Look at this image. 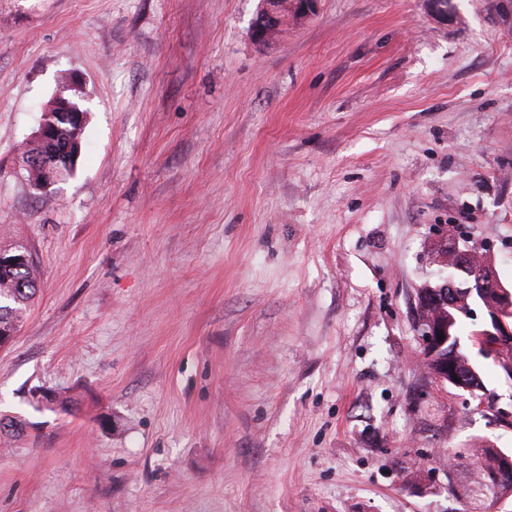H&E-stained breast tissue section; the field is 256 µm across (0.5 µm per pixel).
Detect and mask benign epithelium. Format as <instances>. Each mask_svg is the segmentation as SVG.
<instances>
[{
	"label": "benign epithelium",
	"mask_w": 512,
	"mask_h": 512,
	"mask_svg": "<svg viewBox=\"0 0 512 512\" xmlns=\"http://www.w3.org/2000/svg\"><path fill=\"white\" fill-rule=\"evenodd\" d=\"M319 7V0H260L252 20L253 39L268 45L288 32L290 27L306 23ZM87 118L86 110L73 98L57 95L44 109L41 121L31 141L20 146L25 153L30 142H50L57 139L62 127L69 129V136L60 149L50 155L36 156L23 162L27 183L41 193L51 191L57 184L73 175L81 154V134ZM34 258L30 249L18 252L0 250V268L18 264L30 265ZM437 264L441 267L434 283L423 289L417 310V332L424 356L434 364L432 376L441 383L476 397L459 371L456 363L448 358L444 347L448 344L451 320L438 315L465 308L468 315L477 318L481 309L482 320L478 323L481 344L495 350L498 357L512 351V291L500 281L486 255L460 243V239L443 231L439 238ZM444 335L438 339V335Z\"/></svg>",
	"instance_id": "obj_1"
}]
</instances>
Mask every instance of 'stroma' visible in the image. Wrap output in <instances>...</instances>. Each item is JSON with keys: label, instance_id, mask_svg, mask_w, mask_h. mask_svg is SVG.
Segmentation results:
<instances>
[{"label": "stroma", "instance_id": "obj_1", "mask_svg": "<svg viewBox=\"0 0 512 512\" xmlns=\"http://www.w3.org/2000/svg\"><path fill=\"white\" fill-rule=\"evenodd\" d=\"M0 0V247L41 290L0 347V512H481L449 451H512L429 374L436 229L512 285V0ZM74 76L75 174L21 143ZM56 391L72 413L37 408ZM260 0L252 20L253 39L261 45L275 42L289 27H300L318 10L319 0Z\"/></svg>", "mask_w": 512, "mask_h": 512}]
</instances>
